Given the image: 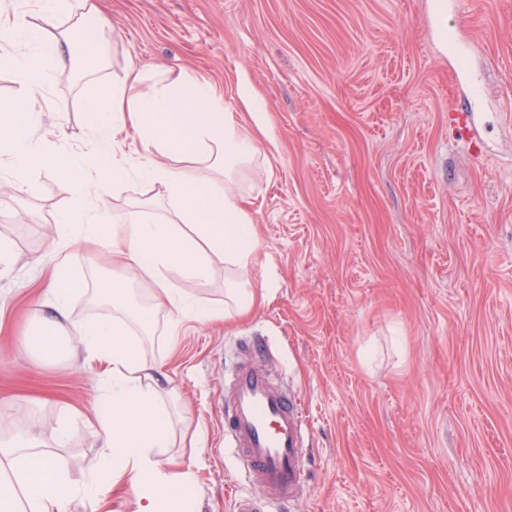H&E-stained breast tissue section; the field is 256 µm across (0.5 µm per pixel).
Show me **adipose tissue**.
Listing matches in <instances>:
<instances>
[{"mask_svg":"<svg viewBox=\"0 0 512 512\" xmlns=\"http://www.w3.org/2000/svg\"><path fill=\"white\" fill-rule=\"evenodd\" d=\"M115 39L101 0H35L28 10L0 0V68L11 70L18 84L16 98L0 107L10 184L24 188L37 168L67 179L74 203L63 222L75 224L89 240L111 236L112 261L127 272L106 290L113 316L82 326L72 338L89 358L112 365L94 403L99 467L75 490L35 433L1 438L0 512H87L128 471L138 512H195L190 474L174 460L155 456L167 443V401L177 391L162 387L161 364L132 334H150L163 309L173 323L210 320L213 310L185 297L178 282L205 280L217 262L226 271L225 317L246 316L267 299L250 281L266 255L252 199L237 186L241 168L263 152L268 138L265 115L247 82H239L238 96L253 117L250 130L225 111L217 84L150 67L126 70L105 93L86 96L82 112L95 137L93 151H69L61 128L43 126L35 106L48 79L74 64L85 78L94 77ZM133 140L140 145L134 172L126 164ZM133 174L156 188V195L115 212L101 205L100 183L119 185ZM158 207L163 216L149 218ZM141 276L155 287L150 304L134 305L128 283ZM76 291L66 264H59L45 290L54 314L26 339L42 361L61 353L59 332Z\"/></svg>","mask_w":512,"mask_h":512,"instance_id":"1","label":"adipose tissue"}]
</instances>
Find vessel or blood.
I'll list each match as a JSON object with an SVG mask.
<instances>
[{
  "instance_id": "vessel-or-blood-1",
  "label": "vessel or blood",
  "mask_w": 512,
  "mask_h": 512,
  "mask_svg": "<svg viewBox=\"0 0 512 512\" xmlns=\"http://www.w3.org/2000/svg\"><path fill=\"white\" fill-rule=\"evenodd\" d=\"M224 433L259 498L238 496L234 512H257L259 502L285 505L303 488L306 438L298 395L273 367L241 360L224 386Z\"/></svg>"
}]
</instances>
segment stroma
<instances>
[{
    "label": "stroma",
    "mask_w": 512,
    "mask_h": 512,
    "mask_svg": "<svg viewBox=\"0 0 512 512\" xmlns=\"http://www.w3.org/2000/svg\"><path fill=\"white\" fill-rule=\"evenodd\" d=\"M108 0L121 33L96 81L55 76L44 123L90 149L89 91L132 66L210 80L244 127L239 81L260 94L275 143L251 185L267 253L246 319L159 313L145 351L178 399L170 440L196 512H233L257 490L224 436V381L243 340L296 390L305 483L287 512H512V0ZM468 50L469 85L452 76ZM478 89L474 120H453ZM68 184L38 170L0 182V435L36 430L80 489L100 462L93 404L102 366L71 348L42 362L25 338L52 308L60 260L83 286L79 325L111 316L92 291L109 247L58 228Z\"/></svg>",
    "instance_id": "35a3bbf8"
}]
</instances>
